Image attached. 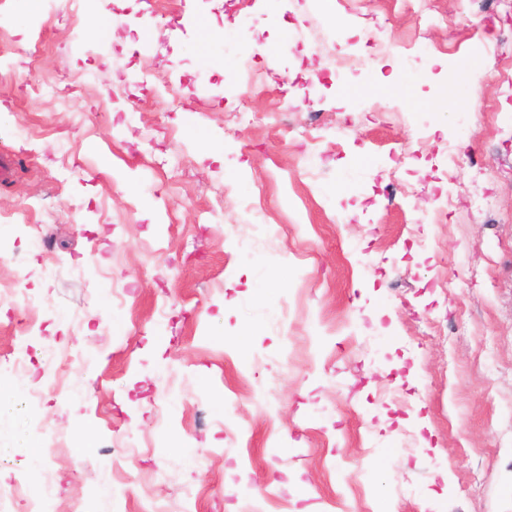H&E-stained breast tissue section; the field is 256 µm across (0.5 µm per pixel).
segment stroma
Listing matches in <instances>:
<instances>
[{"label": "stroma", "mask_w": 512, "mask_h": 512, "mask_svg": "<svg viewBox=\"0 0 512 512\" xmlns=\"http://www.w3.org/2000/svg\"><path fill=\"white\" fill-rule=\"evenodd\" d=\"M0 46V512H512V13L0 0Z\"/></svg>", "instance_id": "35a3bbf8"}]
</instances>
